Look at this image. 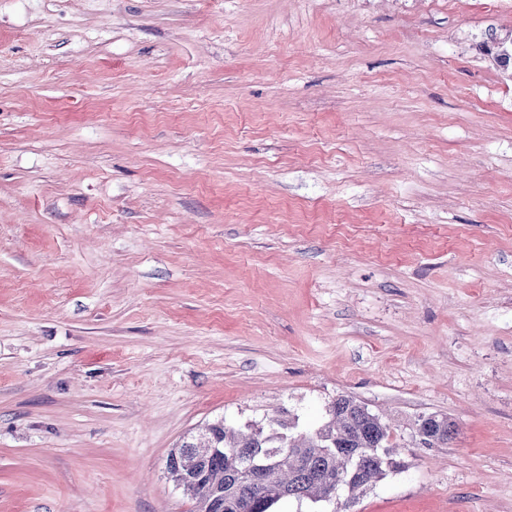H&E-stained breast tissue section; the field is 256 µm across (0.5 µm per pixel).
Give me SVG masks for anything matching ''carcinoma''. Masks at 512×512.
<instances>
[{"mask_svg": "<svg viewBox=\"0 0 512 512\" xmlns=\"http://www.w3.org/2000/svg\"><path fill=\"white\" fill-rule=\"evenodd\" d=\"M314 430L273 418L240 428L208 424L167 457L169 479L190 497L194 512H218L226 501L254 502L249 512H277L284 499L319 503L340 490L351 496L402 468L391 449V426L351 396L339 395ZM453 424L420 415L412 438L418 448L448 441Z\"/></svg>", "mask_w": 512, "mask_h": 512, "instance_id": "carcinoma-1", "label": "carcinoma"}]
</instances>
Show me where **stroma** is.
I'll list each match as a JSON object with an SVG mask.
<instances>
[{
  "instance_id": "obj_1",
  "label": "stroma",
  "mask_w": 512,
  "mask_h": 512,
  "mask_svg": "<svg viewBox=\"0 0 512 512\" xmlns=\"http://www.w3.org/2000/svg\"><path fill=\"white\" fill-rule=\"evenodd\" d=\"M491 34L512 0H0V512H192L177 444L339 395L402 469L278 512H512ZM453 424L438 414L420 415L414 421L412 438L417 448H434L448 441Z\"/></svg>"
}]
</instances>
